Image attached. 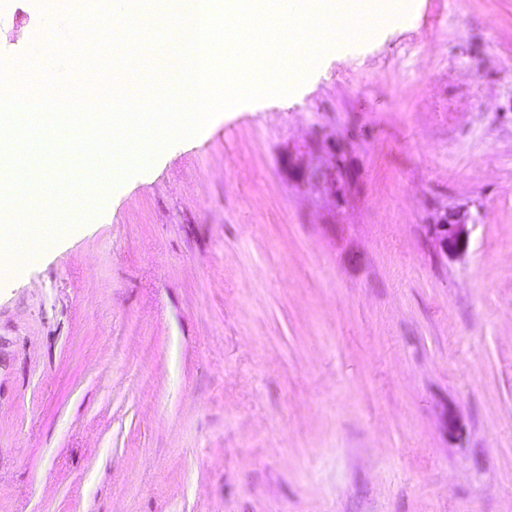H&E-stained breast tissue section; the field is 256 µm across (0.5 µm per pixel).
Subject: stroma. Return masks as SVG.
Masks as SVG:
<instances>
[{"mask_svg":"<svg viewBox=\"0 0 512 512\" xmlns=\"http://www.w3.org/2000/svg\"><path fill=\"white\" fill-rule=\"evenodd\" d=\"M510 64L512 0H411L0 277V512H512ZM466 218L460 213L448 212L436 224L429 225V233L441 252L448 253V244L457 245L465 236Z\"/></svg>","mask_w":512,"mask_h":512,"instance_id":"35a3bbf8","label":"stroma"}]
</instances>
